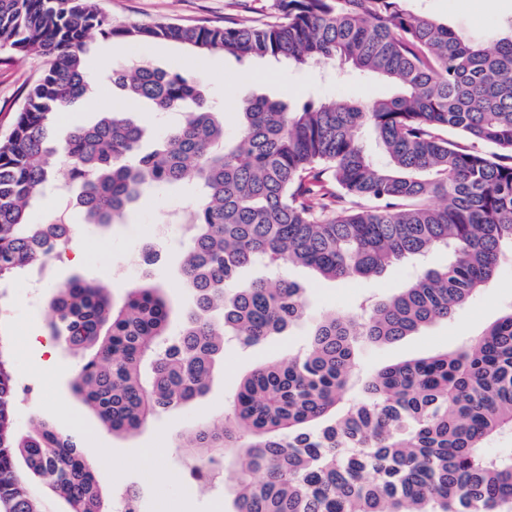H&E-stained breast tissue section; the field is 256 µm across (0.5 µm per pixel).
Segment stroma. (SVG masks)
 Returning a JSON list of instances; mask_svg holds the SVG:
<instances>
[{
    "label": "stroma",
    "instance_id": "35a3bbf8",
    "mask_svg": "<svg viewBox=\"0 0 512 512\" xmlns=\"http://www.w3.org/2000/svg\"><path fill=\"white\" fill-rule=\"evenodd\" d=\"M96 3L102 13L114 20L137 24L160 21L220 24L228 15L250 24L272 12L271 0H96ZM407 6L476 39L512 18V0H496L491 8L482 0H408ZM87 58L91 71L97 74L137 59L171 73L199 79L208 98L223 107L224 129L230 135L236 131L240 102L251 94L300 106L331 95L369 102L394 92L391 85L372 75L336 78L315 66L295 69L262 60H240L227 54L200 58L185 46L167 41L116 44L98 36L92 40ZM42 68L41 58L0 52V136L7 134L11 113L20 104L25 86ZM111 109L122 110L130 120L145 125L151 141L177 121L173 115L153 114L147 104L126 99L108 83L101 85L93 97L70 107L77 122L82 124L97 120L100 113ZM198 194V186L192 182L150 194L132 209L126 223L105 233L95 225L84 223L78 209H71L69 222L74 228L71 247L86 251V261L55 263L37 282L28 275L16 278L0 297V306L5 309L0 317V333L7 335L12 345L10 363L17 392L18 423L40 415L53 422L60 433H78L81 451L88 459L112 462L114 476L103 482L106 497L116 500L127 486H137L141 491V512H224L230 505L224 480L206 486L188 480L190 467L176 446L179 433L192 421L222 415L237 393L241 379L257 366L306 346L312 318L329 311L351 314L359 297L392 293L404 284L409 274L406 268L391 267L371 280L335 281L317 278L302 267H284L283 275L305 290L310 321L261 345L242 348L229 344L208 394L192 407L162 414L135 435H112L98 425L70 391L78 357L58 341L53 345L55 366L44 368L29 339L34 335L44 336L51 292L75 274L86 278L105 275L118 301L127 288L147 275L167 288L178 310L189 311L192 304L180 273L179 240ZM511 305L512 261L508 260L499 267L491 288L464 306L454 320L395 343L361 348L359 364L372 370L451 348L464 337L481 332L503 308Z\"/></svg>",
    "mask_w": 512,
    "mask_h": 512
}]
</instances>
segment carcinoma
I'll list each match as a JSON object with an SVG mask.
<instances>
[{
    "instance_id": "carcinoma-1",
    "label": "carcinoma",
    "mask_w": 512,
    "mask_h": 512,
    "mask_svg": "<svg viewBox=\"0 0 512 512\" xmlns=\"http://www.w3.org/2000/svg\"><path fill=\"white\" fill-rule=\"evenodd\" d=\"M406 2L275 0L259 24L144 25L112 20L95 0H0V51L44 60L0 138V285L73 241L58 212L28 223L61 161L68 202L102 228L124 223L150 190L200 186L181 262L191 311L176 318L147 278L119 305L79 276L49 302L48 335L80 357L71 391L112 434L205 396L226 341L252 347L307 319L297 282H244V269L370 279L450 255L348 316H319L306 347L256 368L224 415L178 437L192 469H231L228 512H512V454L485 451L512 431V307L452 350L368 373L357 364L362 345L450 319L512 257V18L475 40ZM95 33L287 66L329 61L396 93L300 109L249 97L228 139L199 81L141 63L112 71V84L182 113L180 124L146 150L144 129L112 109L58 141V115L97 92L86 57ZM15 400L0 339V512H112L98 466L43 417L18 427Z\"/></svg>"
}]
</instances>
